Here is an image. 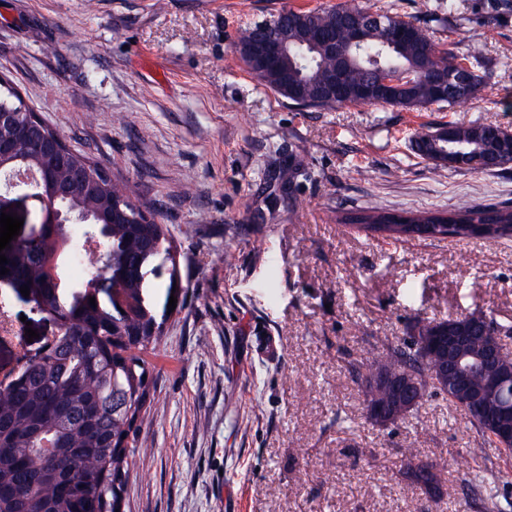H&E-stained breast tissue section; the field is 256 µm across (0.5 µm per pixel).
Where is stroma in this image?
I'll return each mask as SVG.
<instances>
[{
  "label": "stroma",
  "mask_w": 512,
  "mask_h": 512,
  "mask_svg": "<svg viewBox=\"0 0 512 512\" xmlns=\"http://www.w3.org/2000/svg\"><path fill=\"white\" fill-rule=\"evenodd\" d=\"M341 0H0V75L73 149L163 224L183 288L145 358L155 379L122 512H483L487 470L512 512V453L431 396L405 421L365 415L363 358L418 319L512 323V237L395 239L339 223L377 202L448 211L512 202V168L438 167L424 125L512 130V0H358L414 18L490 73L445 110L302 109L246 72L240 28ZM39 337L0 343V371ZM444 461L440 500L404 479L403 449Z\"/></svg>",
  "instance_id": "35a3bbf8"
}]
</instances>
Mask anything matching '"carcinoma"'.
<instances>
[{
    "instance_id": "carcinoma-1",
    "label": "carcinoma",
    "mask_w": 512,
    "mask_h": 512,
    "mask_svg": "<svg viewBox=\"0 0 512 512\" xmlns=\"http://www.w3.org/2000/svg\"><path fill=\"white\" fill-rule=\"evenodd\" d=\"M361 8L345 3L329 9L301 11L304 22L292 26L288 15L272 17V25L247 26L238 33L235 46L274 33L288 26L291 59L275 66L257 67L252 60L239 56L246 71L261 84L302 106L333 111L354 103L350 95L374 83L387 71L397 76L386 104L408 109H439L472 101L484 83L487 61L477 40L470 50L458 55L453 49L432 40L414 20H407L389 10L378 14L382 27L373 26L364 33L365 40L342 61L316 53L308 41L318 32L336 33L344 42L347 33L340 14H360ZM339 74L343 92L322 93L330 73ZM464 73L468 82L454 96L441 100L435 96L432 76L440 73ZM0 105L24 111L20 128L13 137L14 148L0 156V171L18 165L41 174L40 193L47 201H57L65 212L92 213L106 220L94 230L104 244L103 261L86 287L77 291L66 283H57L54 275L72 249L70 225L38 224L31 233L3 250L9 264L8 274L0 282L16 299L31 309L55 316L62 321L63 332L43 345L48 361L29 359L27 368L10 384L0 389V512H115L120 508L128 479V457L135 447L129 437L136 434L141 413L150 397L152 376L145 361L133 352L155 344L163 332L173 290L176 254L163 225L155 222L140 206L112 181L108 173L84 154L62 146L64 160H58L25 134L26 123L33 116L17 91L0 79ZM454 147L464 149L478 159L483 170L497 169L487 164L501 137L512 132L495 131L488 124H446ZM439 127L427 126L413 134L419 154L435 161L434 144ZM66 198L56 200L64 185ZM459 224H505L507 229L490 234L492 238L512 235V205L472 204L455 213ZM388 213L377 205L344 217L366 232L405 236L401 225H388ZM154 252L155 274L146 287L134 271L136 256ZM168 277L165 293L160 280ZM30 288L22 296L20 287ZM95 298L96 306L89 304ZM512 334V325L490 320L487 331L477 332L470 350ZM410 367L422 381H428L435 362L428 351L412 340L377 352L358 371L366 395V405L383 404L388 393L371 385L373 373L385 367L394 370ZM44 440H56L54 461H42ZM445 464L430 462L407 467L409 485L424 493L430 484H439ZM36 482L20 497L16 486L28 472Z\"/></svg>"
}]
</instances>
